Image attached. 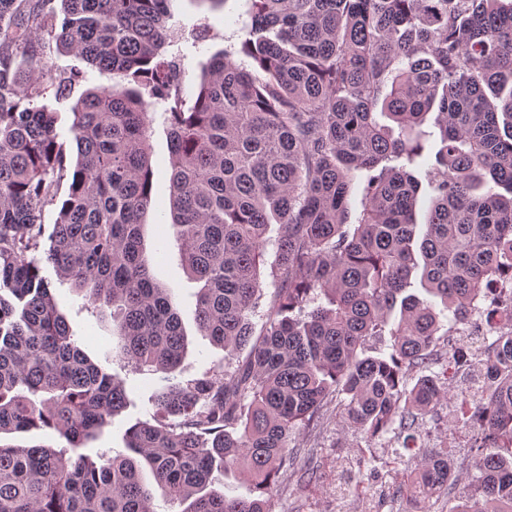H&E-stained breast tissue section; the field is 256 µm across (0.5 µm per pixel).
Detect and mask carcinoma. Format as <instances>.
I'll return each instance as SVG.
<instances>
[{"mask_svg":"<svg viewBox=\"0 0 512 512\" xmlns=\"http://www.w3.org/2000/svg\"><path fill=\"white\" fill-rule=\"evenodd\" d=\"M166 2L0 0V435L66 441L0 443V512H156L144 464L183 512H271L293 435L321 429L331 401L369 443L420 433L448 393L441 319L463 322L512 271V0H245V38L209 57L188 98ZM52 42L121 78L76 103L70 174L56 113L38 104L67 91L43 60ZM149 98L168 104L171 228L202 283L197 325L224 358L155 393L154 422L125 429L129 454L94 459L86 445L130 392L86 355L37 253L89 306L112 308L119 359L179 368L182 318L142 234ZM413 168L428 175L423 224ZM508 321L512 305L485 316L486 402L446 419L473 426L475 451L471 494L448 512H512ZM386 334L391 351L367 354ZM218 469L242 470L250 496L227 497ZM412 474L405 496L430 512L448 495V450H427Z\"/></svg>","mask_w":512,"mask_h":512,"instance_id":"carcinoma-1","label":"carcinoma"}]
</instances>
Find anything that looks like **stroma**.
I'll return each instance as SVG.
<instances>
[{
	"instance_id": "1",
	"label": "stroma",
	"mask_w": 512,
	"mask_h": 512,
	"mask_svg": "<svg viewBox=\"0 0 512 512\" xmlns=\"http://www.w3.org/2000/svg\"><path fill=\"white\" fill-rule=\"evenodd\" d=\"M243 0H227L225 7L210 8L198 0H168V27L178 32L180 39L170 51L179 55L185 70L184 89L193 91L199 81L201 67L209 53L222 49L225 42H236L242 35L240 24L245 21ZM208 26L211 38L205 52L192 45L196 28ZM157 116L149 131V143L154 169V190L145 215L144 237L150 259L151 272L156 282L173 292L187 333L188 349L176 380L184 381L198 376L213 362L223 358L222 350L201 336L194 319L195 295L200 285L187 273L173 236L169 177L171 156L169 137L161 114L163 105H156ZM60 311L66 316L77 339L88 356L105 371L126 380L132 390L133 402L111 428L89 443V453L117 451L124 448V431L135 420H148L153 413L151 399L167 384L164 374L150 371L132 372L123 361L112 356V328L110 316L95 317L84 307L81 293L69 286L54 290ZM319 449L309 463L321 474L319 483L306 487L300 484L296 470L283 471L277 496L272 502L273 512H407L406 500L383 497L378 502L354 499L348 492L351 477L341 472V459L354 456L363 441L340 422H332L320 435Z\"/></svg>"
}]
</instances>
